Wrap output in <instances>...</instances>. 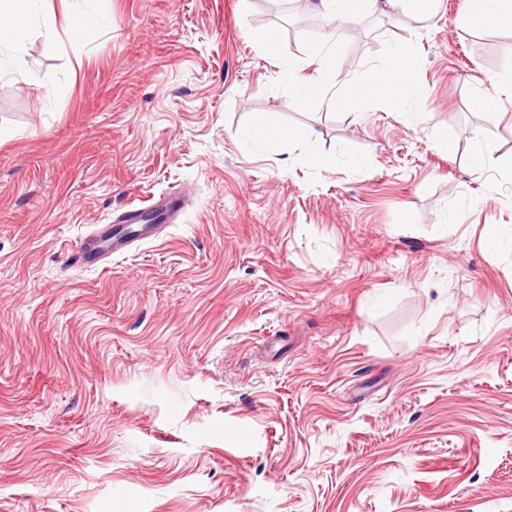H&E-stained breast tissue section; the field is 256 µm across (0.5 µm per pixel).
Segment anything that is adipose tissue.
I'll return each instance as SVG.
<instances>
[{"label":"adipose tissue","mask_w":512,"mask_h":512,"mask_svg":"<svg viewBox=\"0 0 512 512\" xmlns=\"http://www.w3.org/2000/svg\"><path fill=\"white\" fill-rule=\"evenodd\" d=\"M44 0H0V25L10 30L6 45L14 61H23L27 53L30 29L43 12ZM459 26L491 25L512 30V0H467V9L458 20ZM337 43L332 36L309 45L307 55L320 60L318 76L305 77L295 58L284 60L281 75L293 98L300 104H342L355 111L369 99L379 98L390 108L404 107L418 94L413 80L417 65L415 47L405 41L396 44L386 60L368 77L350 81L343 93H335L329 65L335 59Z\"/></svg>","instance_id":"1"}]
</instances>
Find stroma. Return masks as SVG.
<instances>
[{
    "instance_id": "35a3bbf8",
    "label": "stroma",
    "mask_w": 512,
    "mask_h": 512,
    "mask_svg": "<svg viewBox=\"0 0 512 512\" xmlns=\"http://www.w3.org/2000/svg\"><path fill=\"white\" fill-rule=\"evenodd\" d=\"M288 2L73 0L105 22L0 75V512H512V168L469 163L512 160V101L473 106L512 31L336 28L340 88L417 50L419 98L358 117L283 83L322 37ZM261 118L295 139L247 149ZM169 190L158 239L69 264Z\"/></svg>"
}]
</instances>
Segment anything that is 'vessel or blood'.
Masks as SVG:
<instances>
[{"label": "vessel or blood", "mask_w": 512, "mask_h": 512, "mask_svg": "<svg viewBox=\"0 0 512 512\" xmlns=\"http://www.w3.org/2000/svg\"><path fill=\"white\" fill-rule=\"evenodd\" d=\"M185 206L182 197L163 194L155 199L150 208L160 216L157 224H147L142 220L144 210L136 205L128 206L120 215L118 223L99 224L85 235L67 254L71 265L81 268H94L105 265L113 256L123 254L134 243L157 237L162 223L170 222Z\"/></svg>", "instance_id": "obj_1"}]
</instances>
